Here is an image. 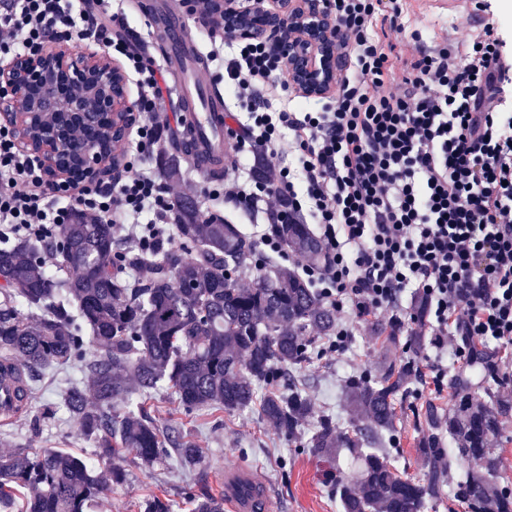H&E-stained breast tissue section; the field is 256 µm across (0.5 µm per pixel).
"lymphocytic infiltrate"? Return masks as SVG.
I'll return each mask as SVG.
<instances>
[{"instance_id": "obj_1", "label": "lymphocytic infiltrate", "mask_w": 512, "mask_h": 512, "mask_svg": "<svg viewBox=\"0 0 512 512\" xmlns=\"http://www.w3.org/2000/svg\"><path fill=\"white\" fill-rule=\"evenodd\" d=\"M350 61L335 95L314 112L273 111L286 97L288 63L264 39L233 40L203 21L210 58L249 121L234 152L271 160L265 179L225 176L205 184L209 201L277 219L312 218L323 247L304 277L343 317L327 353L344 352L352 323L388 317L429 336L437 350L471 360L473 340L512 347V113L503 108L512 64L493 24L468 42L403 48L405 0H327ZM86 41L123 58L138 85L135 141L119 148L120 173L71 188L52 186L41 164L0 124V225L52 245L74 212L112 224L141 251L171 240L176 195L155 164L173 129L172 86L156 58L104 0H0V54L54 41ZM236 52L224 58V44ZM293 133L283 163L281 128ZM423 296L426 317L398 314L405 292Z\"/></svg>"}]
</instances>
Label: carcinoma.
I'll use <instances>...</instances> for the list:
<instances>
[{
    "mask_svg": "<svg viewBox=\"0 0 512 512\" xmlns=\"http://www.w3.org/2000/svg\"><path fill=\"white\" fill-rule=\"evenodd\" d=\"M191 137L189 131L163 147L164 173L181 174ZM172 215L177 244L152 253L119 250L112 225L79 212L48 257L29 240L0 249V379H12L15 410L30 411L50 365H80L94 398L89 402L86 387L75 385L62 399L78 434L93 444L92 459L55 448L0 454V512H11L19 499L21 512H90L107 487L127 482L128 469L118 461L123 450L145 466L172 457L186 468L200 466L199 449L173 441L144 409L116 412L120 397L165 389L187 412L256 406L286 437L314 416L292 372L334 336L336 310L296 272L270 259L253 264V243L234 220L204 218L196 200L177 201ZM269 231L301 260L321 259L308 225L274 221ZM139 267L149 277L129 274ZM250 269L254 283L239 286V273ZM411 367H391L380 381L350 379L344 410L351 427L322 415L305 441L327 465L343 512H424L460 458L479 469L461 476L454 497L469 512H512V491L499 486L492 448L512 401L474 402L483 388L479 377L448 376L460 396L456 410L444 415L426 404L431 433L418 447L423 478H404L390 464L379 445L394 430L397 395ZM262 385L270 390L259 400ZM342 448L354 461L345 477L334 471ZM190 497L193 512H224L222 491L201 485ZM143 512H172L170 500L154 494Z\"/></svg>",
    "mask_w": 512,
    "mask_h": 512,
    "instance_id": "1",
    "label": "carcinoma"
}]
</instances>
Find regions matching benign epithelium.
Here are the masks:
<instances>
[{
    "label": "benign epithelium",
    "mask_w": 512,
    "mask_h": 512,
    "mask_svg": "<svg viewBox=\"0 0 512 512\" xmlns=\"http://www.w3.org/2000/svg\"><path fill=\"white\" fill-rule=\"evenodd\" d=\"M213 6L233 36L278 43L292 89L314 98L335 90L345 58L325 0H213ZM132 112L125 71L105 53L54 42L0 66V120L56 183L109 176Z\"/></svg>",
    "instance_id": "7a95c632"
}]
</instances>
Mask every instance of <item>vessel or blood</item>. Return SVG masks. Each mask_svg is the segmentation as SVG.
Returning a JSON list of instances; mask_svg holds the SVG:
<instances>
[{
  "label": "vessel or blood",
  "instance_id": "1",
  "mask_svg": "<svg viewBox=\"0 0 512 512\" xmlns=\"http://www.w3.org/2000/svg\"><path fill=\"white\" fill-rule=\"evenodd\" d=\"M140 8L149 17L160 56L174 65L176 102L196 132L198 149L230 152L223 96L199 65L201 53L183 16L171 0H142ZM224 498L230 512H267L272 486L257 476L228 469L224 472Z\"/></svg>",
  "mask_w": 512,
  "mask_h": 512
}]
</instances>
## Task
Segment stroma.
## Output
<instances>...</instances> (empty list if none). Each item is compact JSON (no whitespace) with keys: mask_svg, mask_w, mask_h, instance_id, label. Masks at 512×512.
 <instances>
[{"mask_svg":"<svg viewBox=\"0 0 512 512\" xmlns=\"http://www.w3.org/2000/svg\"><path fill=\"white\" fill-rule=\"evenodd\" d=\"M405 18L407 31H419L425 42H432L440 30L452 28L457 16L453 9H433L409 0ZM405 338L389 333L387 322L374 321L355 325L345 352L325 360L316 358L296 376L305 394L311 399L316 413L333 412L339 424H346L347 415L342 401L346 380L355 374L380 376L388 364L404 365L414 361L397 402V421L386 444L391 464L402 476L422 477L425 468L416 453L418 441L427 432L422 415L425 403L431 402L441 411L453 410L457 399L452 389L442 394L425 393L415 398L428 372L427 359L435 355L431 340H424L418 353L406 352ZM77 370L51 368L46 372L37 391V403L28 414L5 422L0 420V434H8L13 446L39 450L66 448L73 452H90L91 445L77 433L65 413L45 422L40 417L41 406L59 399L68 384L79 379ZM148 414L163 427L173 429L177 440H190L203 456L202 474L212 490H220L224 470L228 467L245 469L267 478L275 490L270 512H341L339 501L323 477V466L303 446L302 437L288 438L264 421L257 409L231 413L186 412L175 398L159 392L147 400ZM127 484L108 490L93 512H140L143 498L152 492H165L173 504V512H193V503L184 494L198 474L185 471L173 460L151 467L129 463Z\"/></svg>","mask_w":512,"mask_h":512,"instance_id":"obj_1","label":"stroma"}]
</instances>
